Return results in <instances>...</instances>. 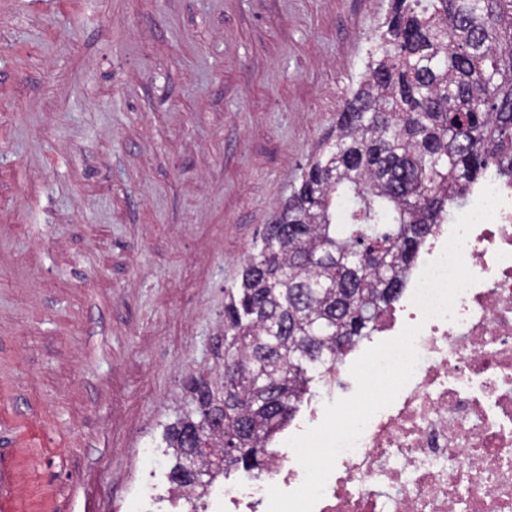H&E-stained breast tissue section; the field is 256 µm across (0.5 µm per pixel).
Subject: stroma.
<instances>
[{"mask_svg":"<svg viewBox=\"0 0 512 512\" xmlns=\"http://www.w3.org/2000/svg\"><path fill=\"white\" fill-rule=\"evenodd\" d=\"M388 8L0 0L9 512H182L163 426Z\"/></svg>","mask_w":512,"mask_h":512,"instance_id":"obj_1","label":"stroma"}]
</instances>
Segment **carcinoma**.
Segmentation results:
<instances>
[{
	"instance_id": "carcinoma-1",
	"label": "carcinoma",
	"mask_w": 512,
	"mask_h": 512,
	"mask_svg": "<svg viewBox=\"0 0 512 512\" xmlns=\"http://www.w3.org/2000/svg\"><path fill=\"white\" fill-rule=\"evenodd\" d=\"M366 72L224 289L225 370L193 377L164 429L174 491L199 512L269 467L313 396L310 368L377 329L436 224L512 150V0H392Z\"/></svg>"
}]
</instances>
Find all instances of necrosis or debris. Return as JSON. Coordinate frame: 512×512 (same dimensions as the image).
Here are the masks:
<instances>
[{"label": "necrosis or debris", "mask_w": 512, "mask_h": 512, "mask_svg": "<svg viewBox=\"0 0 512 512\" xmlns=\"http://www.w3.org/2000/svg\"><path fill=\"white\" fill-rule=\"evenodd\" d=\"M488 183L504 203L465 239L476 281L451 318H423L412 302L452 233L448 223L425 239L376 336L361 341L367 349L405 325L422 326L414 376L339 455L314 512H512V179ZM303 479L292 448L275 445L265 474L224 482V512H267L268 486L292 491Z\"/></svg>", "instance_id": "1"}]
</instances>
